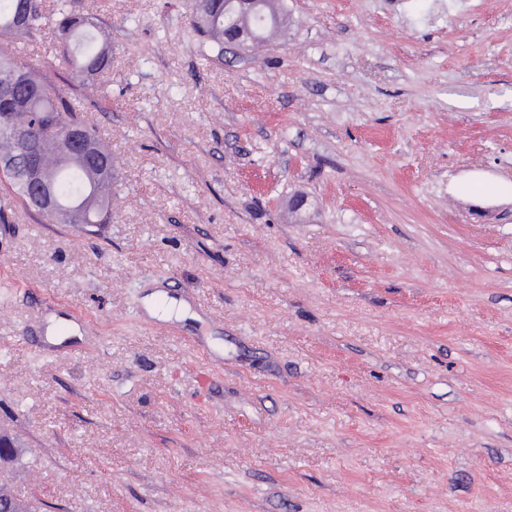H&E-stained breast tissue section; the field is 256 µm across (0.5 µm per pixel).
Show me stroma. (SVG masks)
Instances as JSON below:
<instances>
[{"label":"stroma","instance_id":"obj_1","mask_svg":"<svg viewBox=\"0 0 512 512\" xmlns=\"http://www.w3.org/2000/svg\"><path fill=\"white\" fill-rule=\"evenodd\" d=\"M112 220L13 203L0 483L37 512H512V0H75ZM183 318L143 307L153 290ZM225 1L227 0H194L190 13L192 30L203 39V42L211 44L219 60L224 57V43L229 46L227 49L231 50L236 47H245L250 42L264 43L288 32L286 0H263L262 5L258 0L228 2L226 6L231 5L240 16L225 14ZM259 7V13L252 15L258 11ZM249 15L251 16L248 19L241 17ZM225 20L227 28L238 22L242 26L248 25L254 32L250 28L245 29L240 26L226 29L224 41Z\"/></svg>","mask_w":512,"mask_h":512}]
</instances>
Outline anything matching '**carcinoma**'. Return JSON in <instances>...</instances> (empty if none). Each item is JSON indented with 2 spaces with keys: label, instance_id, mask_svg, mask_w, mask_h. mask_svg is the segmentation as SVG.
Segmentation results:
<instances>
[{
  "label": "carcinoma",
  "instance_id": "cac0c4a2",
  "mask_svg": "<svg viewBox=\"0 0 512 512\" xmlns=\"http://www.w3.org/2000/svg\"><path fill=\"white\" fill-rule=\"evenodd\" d=\"M225 0H193L190 25L197 36L211 44L216 58H224V29L238 23L255 33L254 43H264L288 32L286 0H264L260 11L244 19L225 15ZM44 30L51 34L55 54L44 62L21 61L16 55L24 41H32ZM112 43L94 14L76 9L74 0H59L52 15L44 12L43 0H0V114L12 125L25 129L33 140L53 128L81 129L92 142L91 157L68 154L66 140L55 139L42 151V165L53 173L52 189L62 204L71 208L62 224H107L112 219V152L105 146L90 120L94 101L78 93L71 77L92 79L112 71ZM52 70L62 84L53 83ZM18 155L17 142L9 127L0 128V158ZM12 199L32 207L26 181L0 175Z\"/></svg>",
  "mask_w": 512,
  "mask_h": 512
}]
</instances>
